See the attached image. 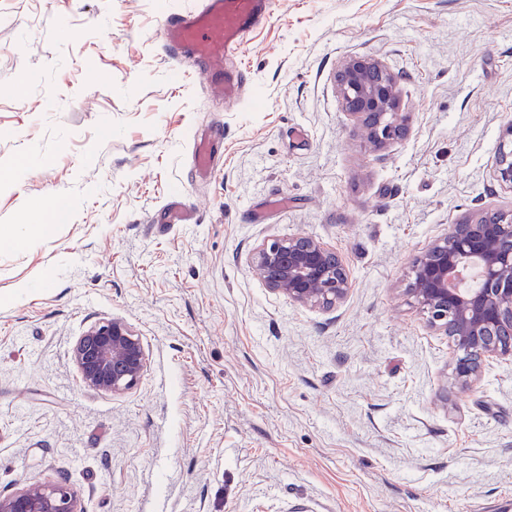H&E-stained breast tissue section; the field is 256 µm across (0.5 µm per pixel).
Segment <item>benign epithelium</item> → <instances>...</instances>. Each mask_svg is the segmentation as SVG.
I'll list each match as a JSON object with an SVG mask.
<instances>
[{"mask_svg": "<svg viewBox=\"0 0 512 512\" xmlns=\"http://www.w3.org/2000/svg\"><path fill=\"white\" fill-rule=\"evenodd\" d=\"M398 86V76L370 57H348L336 71L343 109L364 124L378 146L406 135ZM493 177L512 191V124L501 137ZM251 268L272 291L302 306L334 308L351 288L341 256L306 236L260 243ZM407 293L428 325L448 336L459 386L477 382L484 363L512 358V213L484 212L454 225L413 259ZM72 357L85 386L112 394L133 389L148 364L141 338L119 319L91 326L76 340ZM0 512L79 510L68 485L58 482L0 496Z\"/></svg>", "mask_w": 512, "mask_h": 512, "instance_id": "benign-epithelium-1", "label": "benign epithelium"}]
</instances>
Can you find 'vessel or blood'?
Returning a JSON list of instances; mask_svg holds the SVG:
<instances>
[{
  "instance_id": "b4317fda",
  "label": "vessel or blood",
  "mask_w": 512,
  "mask_h": 512,
  "mask_svg": "<svg viewBox=\"0 0 512 512\" xmlns=\"http://www.w3.org/2000/svg\"><path fill=\"white\" fill-rule=\"evenodd\" d=\"M277 0H200L199 5L169 11L163 25L168 53L191 54L199 74L218 101L231 106L242 99L243 77L232 64L248 34L269 21ZM199 176L209 177L217 168L212 144L201 141L192 155Z\"/></svg>"
}]
</instances>
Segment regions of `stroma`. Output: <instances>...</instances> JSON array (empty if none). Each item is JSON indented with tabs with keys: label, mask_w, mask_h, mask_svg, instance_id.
Segmentation results:
<instances>
[{
	"label": "stroma",
	"mask_w": 512,
	"mask_h": 512,
	"mask_svg": "<svg viewBox=\"0 0 512 512\" xmlns=\"http://www.w3.org/2000/svg\"><path fill=\"white\" fill-rule=\"evenodd\" d=\"M194 0H0V495L66 482L80 512H512V362L452 381L406 294L414 257L479 212L512 123V0H281L249 35L233 109L171 59ZM401 77L402 140L373 146L336 69ZM223 163L195 182L191 137ZM179 197L196 217L165 224ZM72 200L55 223L45 200ZM339 251L352 287L302 307L249 267L267 239ZM125 321L148 367L85 387L91 326Z\"/></svg>",
	"instance_id": "1"
}]
</instances>
